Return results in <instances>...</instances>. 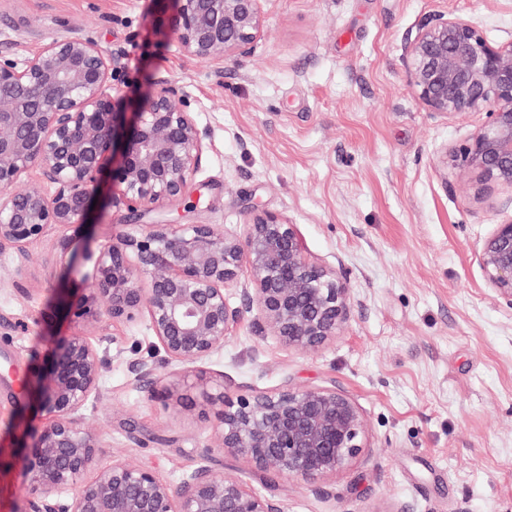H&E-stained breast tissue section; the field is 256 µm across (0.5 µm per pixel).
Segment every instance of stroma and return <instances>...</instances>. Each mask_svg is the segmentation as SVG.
I'll return each mask as SVG.
<instances>
[{"instance_id": "35a3bbf8", "label": "stroma", "mask_w": 512, "mask_h": 512, "mask_svg": "<svg viewBox=\"0 0 512 512\" xmlns=\"http://www.w3.org/2000/svg\"><path fill=\"white\" fill-rule=\"evenodd\" d=\"M253 53L199 63L156 19L163 0H0V54L27 58L55 38H92L120 57L129 102L167 78L206 131L183 197L148 224H215L242 232L257 213L294 224L306 254L353 298L340 332L309 352L283 346L246 315L205 361L227 393L333 386L360 408L361 453L305 481L257 470L206 444L217 424L199 408L151 397L133 363L183 381L146 324L101 319L99 466L124 457L179 485L201 466L244 479L285 512H512V303L489 284L482 241L512 221V191L476 198L451 155L485 112L432 111L414 93L406 49L419 28L460 17L512 42V0H260ZM71 250L122 233L126 217L97 193ZM52 229L24 251L0 248V512H28L14 466L42 415L24 378L71 326L63 296L89 265L63 269Z\"/></svg>"}]
</instances>
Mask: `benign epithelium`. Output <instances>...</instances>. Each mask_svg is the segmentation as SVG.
Listing matches in <instances>:
<instances>
[{"label": "benign epithelium", "instance_id": "7a95c632", "mask_svg": "<svg viewBox=\"0 0 512 512\" xmlns=\"http://www.w3.org/2000/svg\"><path fill=\"white\" fill-rule=\"evenodd\" d=\"M165 2L159 30L217 69L251 53L264 29L259 0ZM407 57L411 84L432 111L487 114L455 154L457 167L477 174L481 192L512 190V43H493L462 18H440L418 31ZM115 73L113 56L85 38L53 39L21 62L0 54V246L21 250L54 227L67 253L108 171L111 205L131 216L184 195L206 132L186 109L183 89L160 79L125 112ZM34 168L51 191L14 190ZM481 259L488 282L512 303V221L495 225ZM83 261L91 264L88 287L67 304L81 332L58 337L31 373L44 422L19 460L30 512H284L243 479L206 466L177 488L127 459L97 468L101 435L85 411L103 359L88 331L104 313L114 323L145 321L168 361L203 382L200 364L252 311L289 348L316 351L336 336L352 307L336 271L310 259L295 225L271 213L254 215L241 234L213 224H132ZM232 288L243 305L230 303ZM134 366L138 378L153 381L154 399L196 404L154 366ZM208 402L219 418L212 447L259 470L322 480L363 448L362 413L334 387L221 390Z\"/></svg>", "mask_w": 512, "mask_h": 512}]
</instances>
